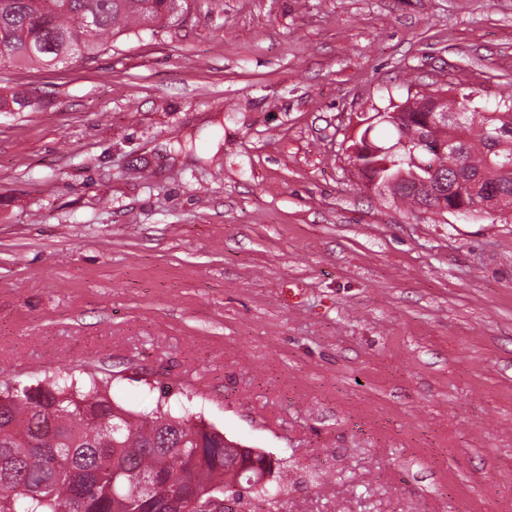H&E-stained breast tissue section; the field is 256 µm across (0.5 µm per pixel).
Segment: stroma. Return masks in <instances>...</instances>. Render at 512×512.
Returning <instances> with one entry per match:
<instances>
[{
    "instance_id": "obj_1",
    "label": "stroma",
    "mask_w": 512,
    "mask_h": 512,
    "mask_svg": "<svg viewBox=\"0 0 512 512\" xmlns=\"http://www.w3.org/2000/svg\"><path fill=\"white\" fill-rule=\"evenodd\" d=\"M8 89L0 387L189 409L288 512H512V216L392 204L347 150L421 91L511 96L512 0H185Z\"/></svg>"
}]
</instances>
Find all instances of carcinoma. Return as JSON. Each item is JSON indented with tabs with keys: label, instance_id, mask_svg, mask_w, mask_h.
<instances>
[{
	"label": "carcinoma",
	"instance_id": "cac0c4a2",
	"mask_svg": "<svg viewBox=\"0 0 512 512\" xmlns=\"http://www.w3.org/2000/svg\"><path fill=\"white\" fill-rule=\"evenodd\" d=\"M182 0H0V63L56 67L97 56L106 35L134 26L161 28ZM25 92L0 95V112H20ZM448 110L432 128L428 118ZM392 141L366 127L353 142V165L388 184L393 200L436 207L451 188L466 196L498 182L496 209L512 213V99L491 112L472 108L471 94L440 102L408 101L384 121ZM453 138V147L436 150ZM251 449L230 457L224 433L156 407L128 410L96 380L66 376L34 387L0 391V512H190L200 493L224 494L244 512L259 499L288 512L280 486L257 484Z\"/></svg>",
	"mask_w": 512,
	"mask_h": 512
}]
</instances>
